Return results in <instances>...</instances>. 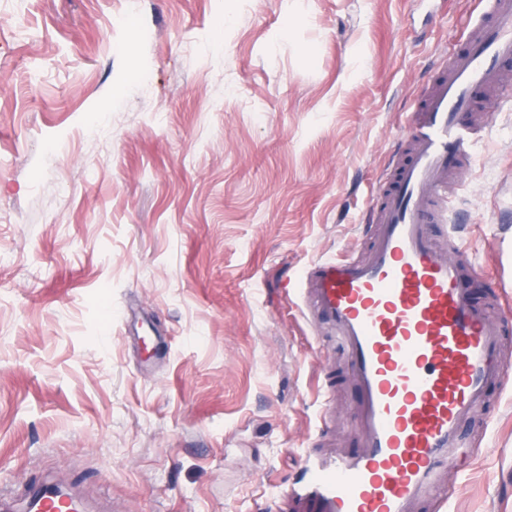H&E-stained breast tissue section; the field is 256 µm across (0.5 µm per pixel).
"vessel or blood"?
Masks as SVG:
<instances>
[{
	"mask_svg": "<svg viewBox=\"0 0 512 512\" xmlns=\"http://www.w3.org/2000/svg\"><path fill=\"white\" fill-rule=\"evenodd\" d=\"M461 48L417 97L400 135L408 154L380 178L369 210L377 233L365 260H320L297 291L348 354L359 400L355 447L307 455L281 512H446L443 474L466 467L463 426L488 392L512 382L501 321L466 294L472 260L448 222V181L473 161L487 122L471 114L512 65V0H477ZM26 512H93L73 489L34 485Z\"/></svg>",
	"mask_w": 512,
	"mask_h": 512,
	"instance_id": "b4317fda",
	"label": "vessel or blood"
}]
</instances>
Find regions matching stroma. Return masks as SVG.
Returning a JSON list of instances; mask_svg holds the SVG:
<instances>
[{
  "label": "stroma",
  "mask_w": 512,
  "mask_h": 512,
  "mask_svg": "<svg viewBox=\"0 0 512 512\" xmlns=\"http://www.w3.org/2000/svg\"><path fill=\"white\" fill-rule=\"evenodd\" d=\"M475 0H0V491L277 512L357 392L295 290L366 213ZM448 203L512 272V87ZM341 370L322 429L323 366ZM447 512H512V387Z\"/></svg>",
  "instance_id": "obj_1"
}]
</instances>
